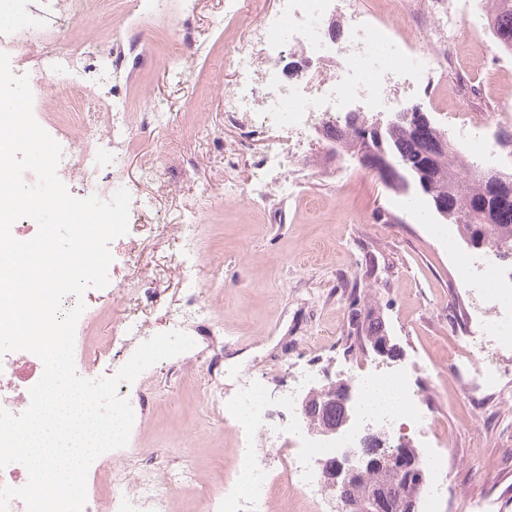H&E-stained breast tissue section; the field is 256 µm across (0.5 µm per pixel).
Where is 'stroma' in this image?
Instances as JSON below:
<instances>
[{"label": "stroma", "mask_w": 512, "mask_h": 512, "mask_svg": "<svg viewBox=\"0 0 512 512\" xmlns=\"http://www.w3.org/2000/svg\"><path fill=\"white\" fill-rule=\"evenodd\" d=\"M223 15L224 0H175L172 16L139 24L130 91L146 88L168 101L176 122L129 145L124 179L136 193L154 198L155 213L129 225L124 242L110 243L108 285L84 294L86 307L94 311L84 330L89 359H98L124 315L112 304L119 284L146 282L157 288L158 301L144 316L154 332H165L166 312L179 296L180 282L177 269L161 257L172 252L175 227L186 209L196 208L200 280L228 343L221 359L199 353V375L181 378L175 366L141 373L153 403L136 445L185 449L210 484L233 477L236 447L234 432L220 424L207 403L212 386L229 383L231 373L243 370L280 385L289 368L314 355L324 359L328 384L348 379L347 362L376 366L372 354L350 346L357 314L384 323L397 348L386 367L447 361L464 347L467 328L448 253L472 252L459 232L450 243L431 239L426 224L440 227L444 221L424 196L409 200L386 187L357 159L337 152L320 129L310 133L287 171L270 174L273 187L264 198L248 194L254 168L277 133L266 130L246 140L224 122V94L236 79L232 52L249 27L226 22ZM112 18L104 0H86L65 25V36L94 37L111 26ZM186 25L208 34L210 45L194 69L180 74L167 64ZM501 55L496 38L482 44L460 31L442 84L398 88L394 96L420 106L443 131L456 112L508 111L512 71L493 70ZM67 104L77 107L81 101L46 83L42 98L33 102L34 118L54 137L67 136L73 131L63 112ZM154 153L157 177L142 180L141 164ZM283 179L295 183L292 193L275 189ZM232 183L241 196H226ZM353 294L358 297L354 308L349 305ZM423 388L442 419L455 460L451 471H436L427 480L452 483L459 491L436 512H471L472 499L490 494L499 512H512V394L493 400L444 382L427 381Z\"/></svg>", "instance_id": "35a3bbf8"}]
</instances>
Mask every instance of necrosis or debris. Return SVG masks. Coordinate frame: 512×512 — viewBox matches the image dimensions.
<instances>
[{"label": "necrosis or debris", "instance_id": "obj_1", "mask_svg": "<svg viewBox=\"0 0 512 512\" xmlns=\"http://www.w3.org/2000/svg\"><path fill=\"white\" fill-rule=\"evenodd\" d=\"M411 8L423 10L429 17L424 42L410 41L395 21L396 15ZM340 9L345 12L346 25L340 39L334 41L324 30L323 20ZM390 13L391 20L379 25L361 15L351 0H277L272 12L252 24L246 41L234 52L237 78L224 99V121L234 125L246 116L251 128L277 129L286 137L273 142L256 167L251 194L263 193L268 170L287 169L308 129L347 115L360 96L365 97L369 109H393L394 87L415 88L441 77L461 24H469L476 32L483 27L471 0H457L452 9L444 0H390ZM105 46L110 47L111 55L97 79L123 84L125 45L113 40L111 29H102L95 39L71 46L61 43L56 29L35 20L16 30L0 31V51L37 56L38 68L29 77L37 93L47 79L80 93L90 92L84 62ZM289 52L300 54L305 61L291 79L280 67ZM330 62L336 65L335 73L319 80L309 78V70ZM97 109L107 116L104 130L61 140L58 167L63 173L80 175L87 194L107 201L124 186L120 178L126 160L124 148L133 133H159L173 125L175 116L153 101L146 102L142 112H135L131 98L123 93L98 103ZM197 234L196 216L187 212L177 231L180 248L173 255L180 269L182 294L168 312V328L188 334L213 322V310L199 280L194 250ZM501 253V248L494 247L449 260L455 280L479 298L474 317L480 334L473 337L471 350L456 353L448 363L457 373L471 372L480 388L499 384L501 371L496 359L512 351V269L502 265ZM151 336L146 320L127 313L102 356L113 369H120ZM43 370L42 361L31 352L1 355L0 408L15 415L24 412L30 404L29 390ZM433 373V368L419 363L388 371L356 372L353 425L333 440L318 437L296 406L297 396L318 385L323 376L318 363L310 361L292 369L287 388L277 396L254 375L238 377L230 390H217L210 399L238 439L233 480L203 484L190 459L170 467L166 448L140 449L142 466L131 472L121 464L129 453L124 447L106 452L92 463L83 512H175L178 494L184 490L194 492L198 512H276V505L295 494L306 502H318L331 494L316 478L319 462L341 455L344 449L362 447L366 425L383 427L390 447L402 444L396 414L368 405L372 386L392 384L407 407V416L419 427L436 432L435 416L418 404L415 381L416 375L429 377ZM260 438L271 446L264 461L253 456Z\"/></svg>", "mask_w": 512, "mask_h": 512}]
</instances>
